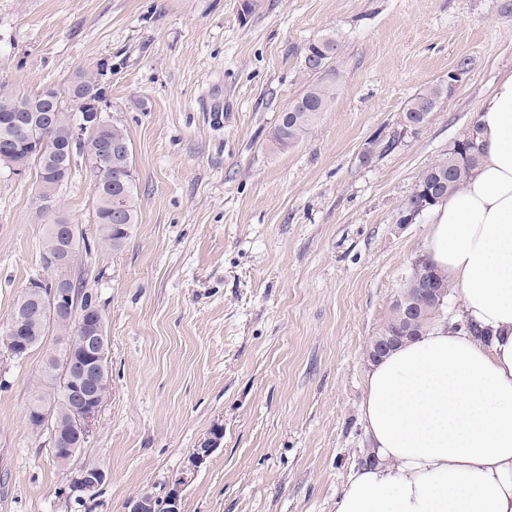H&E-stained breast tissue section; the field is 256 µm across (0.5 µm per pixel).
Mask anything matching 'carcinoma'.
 Returning <instances> with one entry per match:
<instances>
[{
	"label": "carcinoma",
	"instance_id": "1",
	"mask_svg": "<svg viewBox=\"0 0 512 512\" xmlns=\"http://www.w3.org/2000/svg\"><path fill=\"white\" fill-rule=\"evenodd\" d=\"M338 42L336 34L325 35L307 46L305 53L316 59L311 72L323 74L333 71ZM78 98L60 108L54 102L7 90L0 85V107L18 113H25L38 130L48 134L45 152L37 157L27 146L24 133L0 126V141L8 142L6 151L0 150V169L11 174L17 170L25 172L36 169L39 180V200L51 203L65 182L68 181L76 158H82L92 170L101 175L102 185L93 188L95 198V221L98 239L88 240L80 231L75 235H55L54 225L48 230L42 242L44 255L60 254L67 258L71 270L75 271L79 293L76 302L79 308L87 310L98 302L92 289L86 282V271L79 264L82 253H91L96 244L112 249L121 248L130 237L132 229L138 223L136 180L134 178L131 142L124 126L114 123L109 133L112 139V154L95 155L74 140L73 130L82 122L83 115L93 109V104L102 99L97 74L78 71ZM448 96V87L431 84L410 99L404 107V119L407 128L390 135L386 139H373L364 147L363 157L370 160L378 152H389L396 147L400 136L405 132L414 133L426 123L429 115L436 111L441 100ZM334 98V87L318 81L309 85L288 107L281 112L278 124L273 132V141L280 150H287L299 142L304 134L322 115L329 110ZM480 162V145L474 130H469L448 147V152L432 162L419 175L414 189L401 206L399 213L411 215L417 219L440 200L464 188L465 184ZM417 268L405 280L403 287L411 282L425 285L438 282L441 287H449L444 274L438 270L429 258L421 256L415 259ZM448 296L428 297L424 299L422 312L412 320L400 317L395 305H390L389 315L379 336H407L411 339L421 335L428 327L443 318ZM36 302L31 295L24 293L14 302L10 314L22 317V334L26 337L27 349L24 356L39 346L51 330L58 336L69 335L70 328L63 322H57L44 314L35 313ZM53 396L56 409L53 419L60 420L62 426L68 425L69 403L64 399L57 381L56 371L44 368L37 383L28 409V421L32 429L39 430L34 421L33 411L44 397Z\"/></svg>",
	"mask_w": 512,
	"mask_h": 512
}]
</instances>
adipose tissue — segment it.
I'll return each instance as SVG.
<instances>
[{"mask_svg": "<svg viewBox=\"0 0 512 512\" xmlns=\"http://www.w3.org/2000/svg\"><path fill=\"white\" fill-rule=\"evenodd\" d=\"M474 128L480 164L431 207L426 250L487 336L441 322L371 365L361 413L376 461L335 512H512V75Z\"/></svg>", "mask_w": 512, "mask_h": 512, "instance_id": "1", "label": "adipose tissue"}]
</instances>
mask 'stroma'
I'll return each mask as SVG.
<instances>
[{
  "label": "stroma",
  "instance_id": "35a3bbf8",
  "mask_svg": "<svg viewBox=\"0 0 512 512\" xmlns=\"http://www.w3.org/2000/svg\"><path fill=\"white\" fill-rule=\"evenodd\" d=\"M335 32L336 89L294 147L280 113L318 80L306 45ZM469 69L397 147L407 101ZM111 62L105 111L132 145L139 222L83 262L104 310L112 398L71 467L32 430L47 336L0 370V512H127L187 477L183 512H334L367 446L365 349L426 252L428 216L397 213L421 171L512 74V0H0V84L34 93ZM78 162L42 208L36 174L0 170V324L61 216L94 237ZM221 425L199 468L189 457ZM103 467L90 498L71 470Z\"/></svg>",
  "mask_w": 512,
  "mask_h": 512
}]
</instances>
